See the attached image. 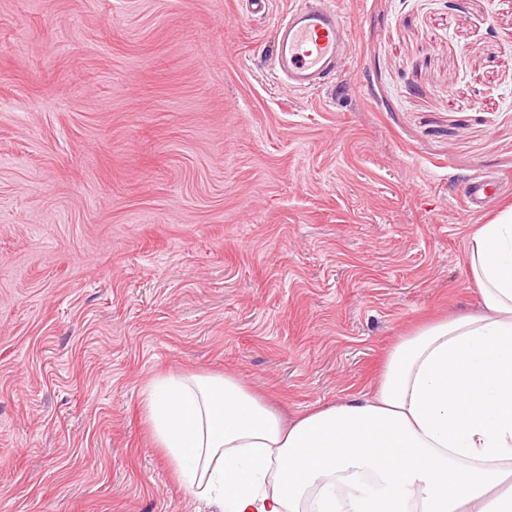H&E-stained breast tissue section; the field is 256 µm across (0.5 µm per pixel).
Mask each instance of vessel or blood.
<instances>
[{
    "instance_id": "1",
    "label": "vessel or blood",
    "mask_w": 512,
    "mask_h": 512,
    "mask_svg": "<svg viewBox=\"0 0 512 512\" xmlns=\"http://www.w3.org/2000/svg\"><path fill=\"white\" fill-rule=\"evenodd\" d=\"M347 38L341 16L324 0H293L277 29L276 65L282 79L299 90L321 89L335 76ZM490 193L487 178L472 175L465 195L466 209L481 210Z\"/></svg>"
}]
</instances>
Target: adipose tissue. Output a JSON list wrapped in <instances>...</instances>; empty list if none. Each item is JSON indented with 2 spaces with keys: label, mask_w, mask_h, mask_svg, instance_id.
Returning a JSON list of instances; mask_svg holds the SVG:
<instances>
[{
  "label": "adipose tissue",
  "mask_w": 512,
  "mask_h": 512,
  "mask_svg": "<svg viewBox=\"0 0 512 512\" xmlns=\"http://www.w3.org/2000/svg\"><path fill=\"white\" fill-rule=\"evenodd\" d=\"M467 261L480 311L400 337L370 393L288 421L236 377H158L180 483L218 512H512V207Z\"/></svg>",
  "instance_id": "obj_1"
}]
</instances>
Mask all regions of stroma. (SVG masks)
<instances>
[{"mask_svg":"<svg viewBox=\"0 0 512 512\" xmlns=\"http://www.w3.org/2000/svg\"><path fill=\"white\" fill-rule=\"evenodd\" d=\"M335 79L274 75L290 0H0V512H207L161 374L286 418L477 309L476 172L512 179V0H332Z\"/></svg>","mask_w":512,"mask_h":512,"instance_id":"1","label":"stroma"}]
</instances>
